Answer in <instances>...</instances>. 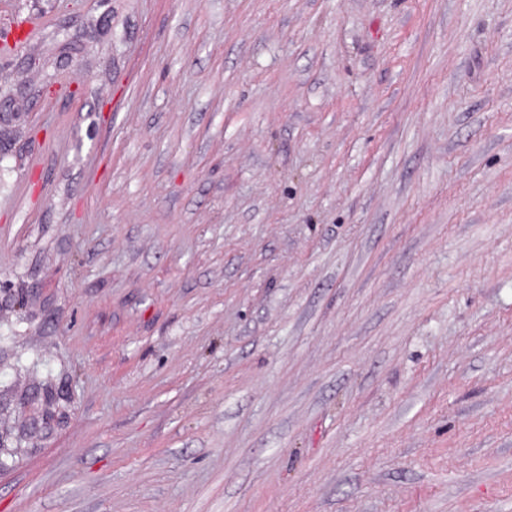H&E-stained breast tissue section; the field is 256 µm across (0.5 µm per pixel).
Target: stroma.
Wrapping results in <instances>:
<instances>
[{
  "instance_id": "obj_1",
  "label": "stroma",
  "mask_w": 512,
  "mask_h": 512,
  "mask_svg": "<svg viewBox=\"0 0 512 512\" xmlns=\"http://www.w3.org/2000/svg\"><path fill=\"white\" fill-rule=\"evenodd\" d=\"M7 2L0 512H512V0ZM14 29L5 30L2 35L0 33V41L10 43V37L12 40L11 47L19 48L28 42L36 33L38 29V23L32 19H26L14 23Z\"/></svg>"
}]
</instances>
